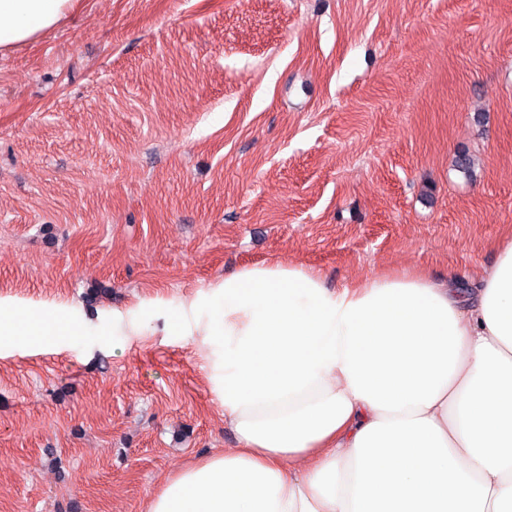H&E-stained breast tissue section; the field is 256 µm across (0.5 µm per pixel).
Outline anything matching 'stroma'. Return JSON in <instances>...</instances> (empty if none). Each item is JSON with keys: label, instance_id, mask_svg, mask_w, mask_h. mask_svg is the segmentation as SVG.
<instances>
[{"label": "stroma", "instance_id": "35a3bbf8", "mask_svg": "<svg viewBox=\"0 0 512 512\" xmlns=\"http://www.w3.org/2000/svg\"><path fill=\"white\" fill-rule=\"evenodd\" d=\"M478 162L473 179L454 160ZM512 239V0H78L0 55V512H143L235 447L191 338L113 310L263 260L437 279ZM91 330L89 323L79 319L62 322L39 314L15 310L4 313L0 309V336H28L38 340L50 336H72Z\"/></svg>", "mask_w": 512, "mask_h": 512}]
</instances>
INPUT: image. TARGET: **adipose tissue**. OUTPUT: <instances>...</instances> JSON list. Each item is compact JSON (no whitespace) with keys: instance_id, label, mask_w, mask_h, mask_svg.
<instances>
[{"instance_id":"ef3b65f1","label":"adipose tissue","mask_w":512,"mask_h":512,"mask_svg":"<svg viewBox=\"0 0 512 512\" xmlns=\"http://www.w3.org/2000/svg\"><path fill=\"white\" fill-rule=\"evenodd\" d=\"M76 0H0V53ZM336 288L295 262L245 264L180 300L112 313L113 346L195 337L236 447L167 476L144 512H512V241L474 278ZM0 311V336L90 331Z\"/></svg>"}]
</instances>
